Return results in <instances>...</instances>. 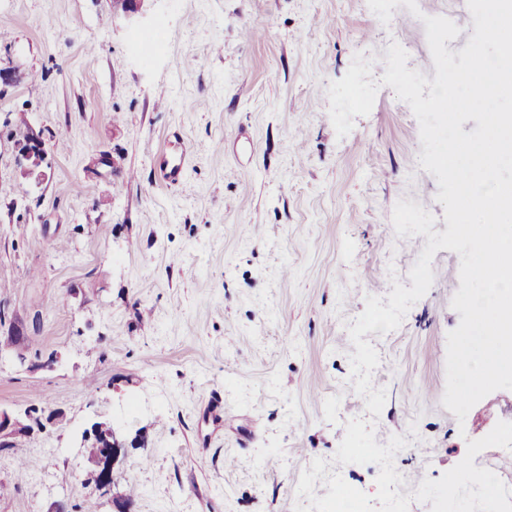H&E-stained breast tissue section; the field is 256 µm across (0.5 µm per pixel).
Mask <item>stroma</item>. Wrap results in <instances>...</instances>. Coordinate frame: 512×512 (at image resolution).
I'll list each match as a JSON object with an SVG mask.
<instances>
[{
	"mask_svg": "<svg viewBox=\"0 0 512 512\" xmlns=\"http://www.w3.org/2000/svg\"><path fill=\"white\" fill-rule=\"evenodd\" d=\"M417 5L385 24L367 0H146L134 15L111 0H0V68L23 76L0 96V320L36 333L38 364L0 355V409L60 414L0 451V512L88 497L97 512H294L317 458L373 496L377 465L334 460L356 417L374 419L378 445L406 440L394 466L412 498L512 420L510 389L462 421L442 404L460 322V256L447 249L402 324L365 335L387 391L379 418L350 379L366 296L411 286L428 242L396 235V203L447 229L419 123L380 79L394 42L434 79L424 17L459 27L453 53L474 22L456 0ZM257 23L264 37L246 39ZM158 30L165 52L134 51ZM358 53L380 88L341 138L327 89ZM28 127L46 140L40 176L16 159ZM179 158L182 183L162 185L160 163ZM214 388L236 409L220 426ZM97 423L126 441L107 492L83 456Z\"/></svg>",
	"mask_w": 512,
	"mask_h": 512,
	"instance_id": "stroma-1",
	"label": "stroma"
}]
</instances>
